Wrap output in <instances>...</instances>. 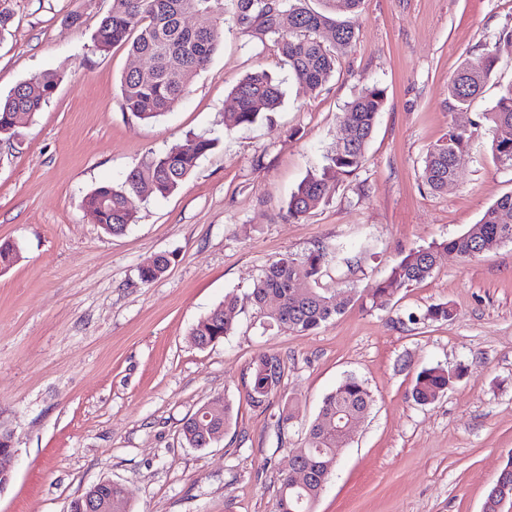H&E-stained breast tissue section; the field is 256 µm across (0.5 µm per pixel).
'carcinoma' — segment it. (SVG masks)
I'll return each instance as SVG.
<instances>
[{"label":"carcinoma","instance_id":"1","mask_svg":"<svg viewBox=\"0 0 512 512\" xmlns=\"http://www.w3.org/2000/svg\"><path fill=\"white\" fill-rule=\"evenodd\" d=\"M309 0H112L111 11L101 20L94 38L97 51L117 43L129 45L132 54L148 62L143 72L129 71L121 83L123 106L141 120H156L190 93L193 78L210 63L218 50L220 29L231 23L251 40L274 42L298 85L314 92L336 73V60L352 46L355 32L344 15L361 8L364 0H321L316 10ZM202 15L201 23L188 28L184 18ZM496 54L488 51L464 62L448 82V94L460 107H467L481 92L496 65ZM59 78L44 74L17 85L0 98V137L10 138L14 119L41 111L53 97ZM235 107L224 114V125L233 128L253 125L282 102L280 84L264 71L248 74L233 90ZM386 94L377 85L367 88L348 103L339 116L342 136L330 150L328 164L319 174L303 179L287 202L288 216L306 217L335 189L331 179L336 171L351 174L359 170ZM491 137L493 159L512 167V84L503 88L495 106L484 113ZM470 135L451 128L426 153L424 178L436 192L448 188L467 151ZM215 146L204 135H187L167 150L153 153L127 174L124 182L97 186L82 200L95 224H107L112 234L125 231L132 209L142 191L166 196L176 191L195 171L202 157ZM512 242V194L490 205L481 220L465 233L426 248L402 254L389 277L374 288L372 306H388L395 292L429 277L440 252L454 253L468 260L474 255ZM336 248L319 244L301 255L279 257L262 270L254 281L251 297L263 324L297 334H310L342 314L347 302L322 284ZM19 257V247L0 243V269H8ZM170 259L155 256L139 269L142 283L150 284L167 271ZM237 298L231 294L224 303L192 328L191 335L203 343L221 341L234 332ZM284 364L276 354L260 353L251 362L247 396L263 405L281 387ZM451 383L448 370L432 366L418 372L411 397L420 405L435 401ZM373 402L365 384L354 376L343 379L322 401L309 427L305 445L294 457L309 474L302 484L292 474L282 477L276 512H313L322 492L320 477L336 459V449L345 446L338 428L361 418ZM232 418V407L224 402L222 411L209 416V431L220 436Z\"/></svg>","mask_w":512,"mask_h":512}]
</instances>
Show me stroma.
<instances>
[{"instance_id": "stroma-1", "label": "stroma", "mask_w": 512, "mask_h": 512, "mask_svg": "<svg viewBox=\"0 0 512 512\" xmlns=\"http://www.w3.org/2000/svg\"><path fill=\"white\" fill-rule=\"evenodd\" d=\"M112 0H11L0 32V98L19 83L59 75L54 96L14 139L0 142V242L21 258L0 273V422L15 433L0 512H67L103 480L122 484L133 512H275L280 480L323 398L346 376L373 396L314 512H481L512 452V242L465 261L441 253L426 280L383 309L370 294L412 248L454 238L512 192V168L493 161L482 115L512 84V0H364L348 19L355 40L336 74L303 93L274 43L225 28L190 94L154 121L122 105L121 80L145 59L92 37ZM494 50L482 94L459 109L448 82L464 61ZM280 81L267 120L225 128L231 92L249 73ZM368 84L384 88L362 168L301 220L290 193L320 171L339 136L338 116ZM470 131L447 191L423 177L427 150L449 127ZM213 138L176 192L135 203L124 234L91 223L82 198L121 185L148 152L186 134ZM320 242L339 259L326 287L344 313L299 335L261 324L250 297L262 269ZM169 254L145 285L139 268ZM238 298L232 335L204 349L194 325ZM451 316L427 321L433 305ZM280 354V389L256 407L249 366ZM461 370L434 402L411 398L425 367ZM228 400L223 441L187 446L183 421ZM294 417L278 430L285 404Z\"/></svg>"}]
</instances>
